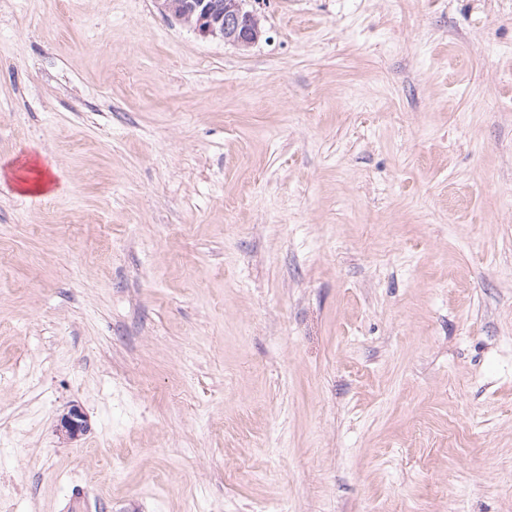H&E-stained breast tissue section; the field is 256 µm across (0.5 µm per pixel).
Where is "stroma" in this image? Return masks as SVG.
<instances>
[{
    "mask_svg": "<svg viewBox=\"0 0 512 512\" xmlns=\"http://www.w3.org/2000/svg\"><path fill=\"white\" fill-rule=\"evenodd\" d=\"M249 7L0 0V512H512V0ZM249 0H157L160 10L203 38L249 49L262 35L261 18ZM88 429L87 420L82 412L73 409L60 422V432L68 440H76Z\"/></svg>",
    "mask_w": 512,
    "mask_h": 512,
    "instance_id": "35a3bbf8",
    "label": "stroma"
}]
</instances>
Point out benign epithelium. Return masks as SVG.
Instances as JSON below:
<instances>
[{
    "mask_svg": "<svg viewBox=\"0 0 512 512\" xmlns=\"http://www.w3.org/2000/svg\"><path fill=\"white\" fill-rule=\"evenodd\" d=\"M160 10L203 38L220 39L249 49L262 35L261 18L246 9L247 0H157ZM88 429L82 412L73 409L60 422V432L75 440Z\"/></svg>",
    "mask_w": 512,
    "mask_h": 512,
    "instance_id": "obj_1",
    "label": "benign epithelium"
}]
</instances>
